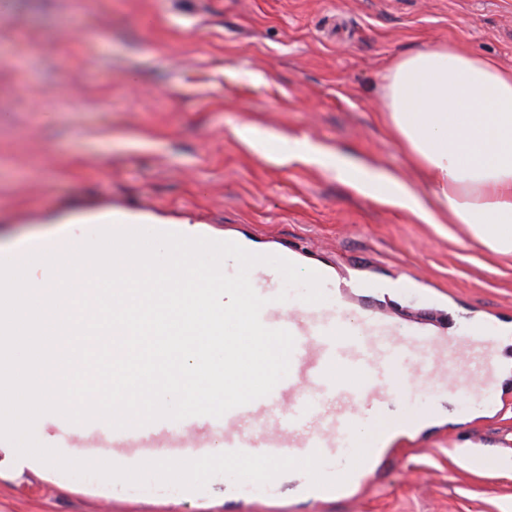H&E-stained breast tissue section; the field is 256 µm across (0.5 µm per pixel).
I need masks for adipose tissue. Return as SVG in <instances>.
Returning <instances> with one entry per match:
<instances>
[{"mask_svg":"<svg viewBox=\"0 0 512 512\" xmlns=\"http://www.w3.org/2000/svg\"><path fill=\"white\" fill-rule=\"evenodd\" d=\"M390 130L422 172L430 200L389 172L256 126L237 131L255 153L303 158L359 193L430 224H461L490 251L512 254V72L489 57L428 46L380 76Z\"/></svg>","mask_w":512,"mask_h":512,"instance_id":"obj_1","label":"adipose tissue"}]
</instances>
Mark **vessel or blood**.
<instances>
[{"label":"vessel or blood","mask_w":512,"mask_h":512,"mask_svg":"<svg viewBox=\"0 0 512 512\" xmlns=\"http://www.w3.org/2000/svg\"><path fill=\"white\" fill-rule=\"evenodd\" d=\"M256 293L266 298L260 319L294 338L289 372L265 397L226 412L222 417L160 419L112 432L121 465L150 460L157 448L186 460L211 454L212 436L225 451L304 458L319 454L331 461L327 477L343 478L345 487L366 479L380 437L386 429L389 402L404 393L391 374L402 371L424 384L437 372L459 366L454 389L468 381L490 389L493 370L485 358L488 342L481 332L452 339L417 327L400 326L392 316L368 311L355 314L344 303H301L287 310L278 302L280 273L266 264L249 274ZM277 482L257 486L232 484L240 498L263 500Z\"/></svg>","instance_id":"1"}]
</instances>
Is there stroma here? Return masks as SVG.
I'll use <instances>...</instances> for the list:
<instances>
[{"label":"stroma","mask_w":512,"mask_h":512,"mask_svg":"<svg viewBox=\"0 0 512 512\" xmlns=\"http://www.w3.org/2000/svg\"><path fill=\"white\" fill-rule=\"evenodd\" d=\"M432 44L512 70V0H0V239L45 237L64 207L142 211L296 253L328 269L334 301L369 283L353 311L496 335L512 322V255L236 135L303 139L427 194L378 110L379 74ZM496 397L449 395L444 375L410 390L367 488L345 496L308 495L300 471L250 502L222 475L141 496L4 462L0 512H512V374ZM236 135L255 153L265 155L269 151L270 143L267 136L262 134L256 126H243L236 131Z\"/></svg>","instance_id":"obj_1"}]
</instances>
